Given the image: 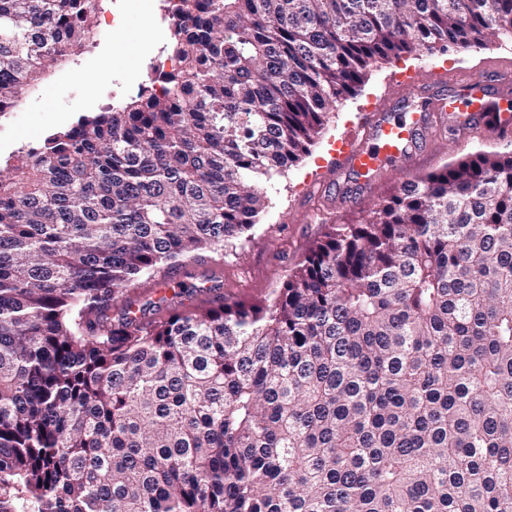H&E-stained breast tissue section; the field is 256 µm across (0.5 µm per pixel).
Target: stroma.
<instances>
[{
    "instance_id": "stroma-1",
    "label": "stroma",
    "mask_w": 512,
    "mask_h": 512,
    "mask_svg": "<svg viewBox=\"0 0 512 512\" xmlns=\"http://www.w3.org/2000/svg\"><path fill=\"white\" fill-rule=\"evenodd\" d=\"M147 13L154 18L148 33L142 27ZM101 14L106 22L98 26L94 44L68 57L22 100L21 133L66 127L78 116L129 96L131 86L146 81L168 35L159 0H104ZM108 55L116 62L109 79L94 85L73 80V72L94 73ZM491 63L512 65V41L492 36L481 49L410 55L371 68L361 87L331 114L309 153L268 185L267 205L256 225L227 247L223 262L207 257L171 267L163 286L153 277L140 279L129 292L131 300L142 304L178 291L179 311L192 312L206 302L199 288L211 279L220 281L228 302L273 298L331 225L359 223L406 177L437 171L479 151L512 150V137L494 139L483 126H451L441 117L419 140L409 167L382 164L370 184H360L354 172L337 167L333 159L342 140L367 145L362 127L369 108L394 117L418 104L423 93L432 99L458 97L461 77Z\"/></svg>"
}]
</instances>
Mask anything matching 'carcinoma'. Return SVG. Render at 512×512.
Here are the masks:
<instances>
[{
    "instance_id": "carcinoma-1",
    "label": "carcinoma",
    "mask_w": 512,
    "mask_h": 512,
    "mask_svg": "<svg viewBox=\"0 0 512 512\" xmlns=\"http://www.w3.org/2000/svg\"><path fill=\"white\" fill-rule=\"evenodd\" d=\"M102 0H0V113ZM178 69L0 175V512H512V151L412 177L270 302L221 259L367 72L512 40V0H162Z\"/></svg>"
}]
</instances>
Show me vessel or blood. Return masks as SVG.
Wrapping results in <instances>:
<instances>
[{
    "label": "vessel or blood",
    "instance_id": "vessel-or-blood-1",
    "mask_svg": "<svg viewBox=\"0 0 512 512\" xmlns=\"http://www.w3.org/2000/svg\"><path fill=\"white\" fill-rule=\"evenodd\" d=\"M461 89L468 93V111H459L455 104L427 102L424 108L406 112L399 120L370 115L367 120L368 148L342 145L337 161L357 173L364 182H371L381 163L409 164L420 134L429 128L434 112H447L449 119L459 122H477L490 135H497L504 125L502 115L496 114L495 102L488 95L483 74L475 73L462 79Z\"/></svg>",
    "mask_w": 512,
    "mask_h": 512
}]
</instances>
